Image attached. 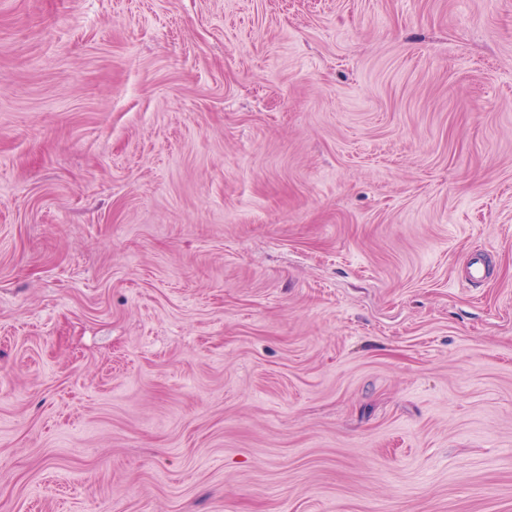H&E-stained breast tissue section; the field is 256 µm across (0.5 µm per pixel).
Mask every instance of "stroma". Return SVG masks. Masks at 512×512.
Instances as JSON below:
<instances>
[{"instance_id":"35a3bbf8","label":"stroma","mask_w":512,"mask_h":512,"mask_svg":"<svg viewBox=\"0 0 512 512\" xmlns=\"http://www.w3.org/2000/svg\"><path fill=\"white\" fill-rule=\"evenodd\" d=\"M0 512H512V0H0Z\"/></svg>"}]
</instances>
